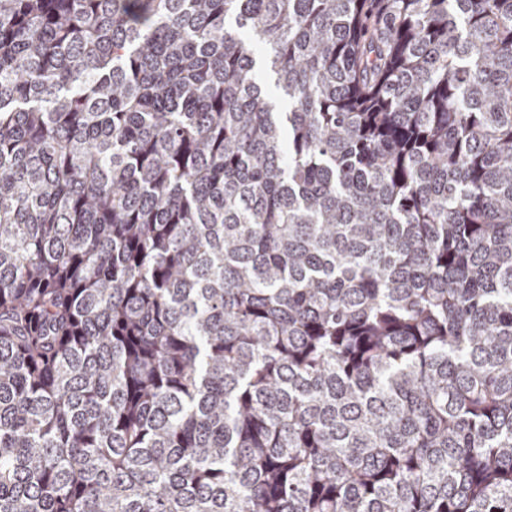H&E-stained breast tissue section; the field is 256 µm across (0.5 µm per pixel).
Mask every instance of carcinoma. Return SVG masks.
<instances>
[{
    "label": "carcinoma",
    "instance_id": "cac0c4a2",
    "mask_svg": "<svg viewBox=\"0 0 512 512\" xmlns=\"http://www.w3.org/2000/svg\"><path fill=\"white\" fill-rule=\"evenodd\" d=\"M0 512H512V0H0Z\"/></svg>",
    "mask_w": 512,
    "mask_h": 512
}]
</instances>
